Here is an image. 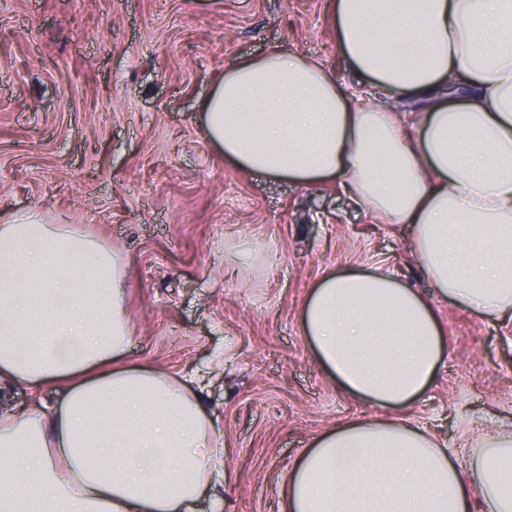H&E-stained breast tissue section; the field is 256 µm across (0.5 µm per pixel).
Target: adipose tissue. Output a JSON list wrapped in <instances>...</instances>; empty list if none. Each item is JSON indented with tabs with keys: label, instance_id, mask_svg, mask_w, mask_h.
<instances>
[{
	"label": "adipose tissue",
	"instance_id": "ef3b65f1",
	"mask_svg": "<svg viewBox=\"0 0 512 512\" xmlns=\"http://www.w3.org/2000/svg\"><path fill=\"white\" fill-rule=\"evenodd\" d=\"M332 21L355 88L274 49L225 70L201 103L206 139L241 169L338 184L409 229L442 299L512 323V0H334ZM383 96L432 105L406 124ZM125 295L114 248L31 211L0 220V512H223L199 379L125 364ZM300 325L382 410L420 399L446 347L433 303L380 266L324 274ZM284 483L282 512H512V428L460 460L409 418L349 420Z\"/></svg>",
	"mask_w": 512,
	"mask_h": 512
}]
</instances>
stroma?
Masks as SVG:
<instances>
[{"mask_svg":"<svg viewBox=\"0 0 512 512\" xmlns=\"http://www.w3.org/2000/svg\"><path fill=\"white\" fill-rule=\"evenodd\" d=\"M332 0H0V218L76 224L127 266L129 363L194 370L227 454L224 512H281L283 477L313 436L373 416L300 330L316 281L385 262L433 300L438 376L404 414L456 458L512 424V326L438 300L409 232L389 234L335 184L233 167L199 112L224 70L288 48L352 76ZM241 240L250 265L231 261Z\"/></svg>","mask_w":512,"mask_h":512,"instance_id":"35a3bbf8","label":"stroma"}]
</instances>
